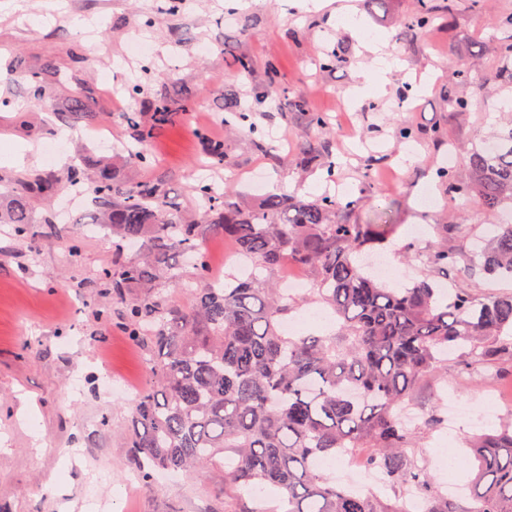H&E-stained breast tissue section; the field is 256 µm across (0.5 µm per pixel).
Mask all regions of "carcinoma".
<instances>
[{
	"instance_id": "cac0c4a2",
	"label": "carcinoma",
	"mask_w": 512,
	"mask_h": 512,
	"mask_svg": "<svg viewBox=\"0 0 512 512\" xmlns=\"http://www.w3.org/2000/svg\"><path fill=\"white\" fill-rule=\"evenodd\" d=\"M450 10L443 0H417L410 24L424 31ZM56 72L49 59L20 79L42 98L47 77ZM283 94L280 72L270 65L254 98L262 103ZM63 112L74 123L103 122L77 90ZM225 112L226 129L245 133L255 151L270 152L252 121V106L230 103ZM170 116L161 101L151 125L135 112L125 115L133 137L128 164L153 166L151 140ZM493 143V150L481 144L467 151L464 172L442 167L438 177L448 192L473 198L481 210L512 211V125L497 131ZM206 160L224 163L223 140H207ZM296 163L318 165L326 180H336L338 164L327 149L307 145ZM67 181L93 195L95 223L112 230L115 258L102 279L113 303L127 311L128 334L148 351L149 386L129 430L145 485L163 471L201 476L228 453L224 495L232 502L239 490L251 488L278 492L287 512H402L403 494L417 488L428 512H512V419L475 438L476 477L463 496L448 497L417 464L420 431L405 427L398 414L415 402L422 379L446 368L445 352L459 355L469 372L512 361V292L451 289L445 297L429 277L408 287L382 280L360 257L389 243L394 225L343 220L355 206L351 198L271 194L245 204L231 183L200 182L197 214L189 219L165 180L125 182L90 154L83 167L68 171ZM58 184V176L48 173L18 181L8 197L0 196V223L13 225L18 237L30 236L32 200L51 202ZM210 235L236 246L255 272L230 273L224 286H212L203 248ZM127 244L138 251L125 254ZM393 246L448 280L465 271L512 279V224L487 234L465 269L446 248ZM186 256L201 287L192 289L185 305L168 302L162 286L181 284ZM286 264L307 274L310 299L331 310L336 330L283 333L291 301L259 271ZM344 448L378 466L393 496L355 495L330 480L317 461Z\"/></svg>"
}]
</instances>
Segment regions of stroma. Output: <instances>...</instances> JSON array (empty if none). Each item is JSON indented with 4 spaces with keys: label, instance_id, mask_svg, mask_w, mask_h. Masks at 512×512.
Masks as SVG:
<instances>
[{
    "label": "stroma",
    "instance_id": "35a3bbf8",
    "mask_svg": "<svg viewBox=\"0 0 512 512\" xmlns=\"http://www.w3.org/2000/svg\"><path fill=\"white\" fill-rule=\"evenodd\" d=\"M454 4L452 16L420 32L408 24L416 0H319L315 7L309 0H182L175 13L166 0H25L19 9L0 0V98L10 101L0 107V155L21 142L34 147L25 165L0 164V192L39 172H65L87 149L112 159L114 145L130 135L124 113L150 124L146 103L163 95L174 114L150 144L157 164L121 167L123 180L163 177L188 211L202 177L233 183L249 204L258 200L248 190L258 173L269 194L312 198L341 186L358 201L348 219H386L403 243L427 225L425 240L416 241L421 248L448 247L467 266L475 239L499 216L448 194L436 172L447 161L461 167L467 149L512 122V82L503 78L512 56L502 51L512 37L493 25L494 16L512 13V0ZM347 11L362 20V31L337 24ZM136 40L151 45L149 55H130ZM336 50L342 62L323 66ZM242 53L255 61L247 75L237 72ZM376 54L392 62L390 71L369 70ZM50 58L57 75L40 102L16 76ZM270 63L288 93L255 103V122L277 147L330 144L343 159L336 183L317 169L283 167L225 130V102L252 101ZM76 88L91 109L106 113L101 132L61 119ZM297 94L308 111L343 114V125L309 127L291 106ZM462 95L470 105L460 112L452 101ZM403 127L414 140L401 137ZM209 138L223 140L226 160L204 171L198 164ZM405 154L412 164L401 163ZM367 168L372 191L361 185ZM70 191L63 184L52 205L32 202L35 233L27 239L0 224V512H224L223 468L152 487L136 476L124 425L148 383L145 355L99 278L112 264V236L86 225L92 204L66 208ZM48 213L57 222L52 234L41 223ZM108 374L133 396L112 394ZM496 384L502 399L484 401V423L464 415L449 436L423 431L417 454L434 485L448 480L439 442L456 448L457 481L465 483L475 466L469 439L512 414V363H503Z\"/></svg>",
    "mask_w": 512,
    "mask_h": 512
}]
</instances>
